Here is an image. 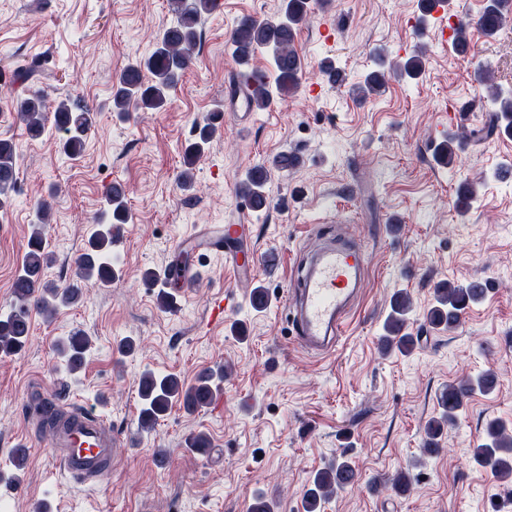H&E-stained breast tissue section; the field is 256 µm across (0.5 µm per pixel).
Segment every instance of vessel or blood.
<instances>
[{"instance_id": "b4317fda", "label": "vessel or blood", "mask_w": 512, "mask_h": 512, "mask_svg": "<svg viewBox=\"0 0 512 512\" xmlns=\"http://www.w3.org/2000/svg\"><path fill=\"white\" fill-rule=\"evenodd\" d=\"M245 231L242 224H224L215 229L199 226L189 239L202 241L207 251L231 245V267L237 277L249 279L256 275L260 260L251 250L237 249ZM367 267L366 255L359 246L334 238L325 240L286 293L284 309L292 336L314 351L335 350L362 293ZM118 446L104 418L84 406L68 413L50 441L62 472L97 482L111 474Z\"/></svg>"}]
</instances>
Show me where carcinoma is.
<instances>
[{"instance_id":"1","label":"carcinoma","mask_w":512,"mask_h":512,"mask_svg":"<svg viewBox=\"0 0 512 512\" xmlns=\"http://www.w3.org/2000/svg\"><path fill=\"white\" fill-rule=\"evenodd\" d=\"M177 15L175 24L159 33L151 51L144 57L128 63L112 83V112L121 120L129 118L130 106L146 112L165 109L171 92L182 81L201 43L199 25L202 17L214 9L215 0H169ZM311 13V0H283L282 11L274 18L243 16L238 19L229 34L231 58L239 67L230 84V95H247L248 109L264 110L274 95H287L296 91L302 76V62L294 49V41ZM512 21V0H487L482 13L475 21L485 36L493 37ZM258 53L271 54V70L250 69L252 58ZM53 48H47L40 56L31 59L17 69L15 79L31 78L46 80L54 73L46 68L53 58ZM375 69L368 72L363 82L354 85L350 93L354 99L364 101L385 88L391 77L415 80L424 73L425 62L421 54L389 60L379 52L373 57ZM321 72L330 83L341 85L345 72L333 61L321 63ZM494 106L487 133L499 131L512 137V91L503 92L497 86L489 88ZM91 109L80 97L65 92L54 112L51 129L62 134L61 151L69 158L80 156L91 130ZM14 118L33 139L46 132L48 112L40 90H30L14 105ZM216 133L211 124L196 125L193 139L183 152L185 169L179 180L191 183V170L202 154L205 145ZM466 139L451 141L438 146L435 161L449 166L456 150L463 148ZM297 163L293 154L281 153L273 157L271 166H255L240 182L237 193L253 211L270 205L265 186L270 168L284 171ZM17 184L16 145L8 138H0V212L10 205ZM106 213L110 220L89 236L83 251L74 260V274L69 283L60 287L46 279L49 258L42 226L49 223L50 211L42 203L36 209L35 227L27 241L21 268L12 283L13 301L10 310L0 315V355L10 356L21 352L30 336L33 313L46 320L53 319L60 309L75 304L82 295V283L96 280L102 286L112 283L115 264L112 261V245L120 233V225L128 223L130 213L127 192L121 185H111L105 194ZM489 292V284L471 280L464 284L442 282L433 288L434 303L427 314V323L439 331H452L462 315L472 305L482 301ZM412 311L408 293L397 291L391 296L390 313L381 337V349L385 353L398 352L407 356L415 349L416 337L406 331L407 316ZM90 339L80 330L71 332L57 341L56 351L66 363L69 372L79 371L84 363ZM226 371L208 369L199 373L195 382L187 385L174 374L142 373L139 379L141 408L138 415L144 432L154 430L158 420L178 404L187 411H197L210 404L221 391ZM497 385V374L491 368L476 378H465L450 383L437 395L439 415L425 424L426 439L423 453L432 455L439 451V439L445 427L457 422L463 413L467 399L474 393H488ZM473 460L488 468L503 482L512 481V429L500 421L490 420L483 438L472 450ZM355 466L347 459H338L316 471L303 494V512H320L321 504L334 494L358 481Z\"/></svg>"}]
</instances>
